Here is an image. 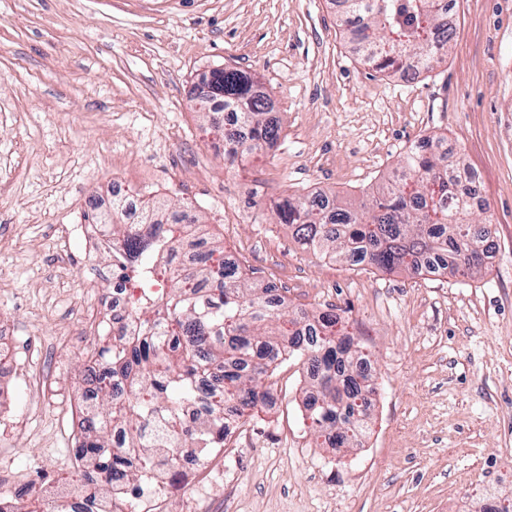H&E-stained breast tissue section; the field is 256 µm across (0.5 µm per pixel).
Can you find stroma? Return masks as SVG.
<instances>
[{
    "instance_id": "stroma-1",
    "label": "stroma",
    "mask_w": 512,
    "mask_h": 512,
    "mask_svg": "<svg viewBox=\"0 0 512 512\" xmlns=\"http://www.w3.org/2000/svg\"><path fill=\"white\" fill-rule=\"evenodd\" d=\"M338 0H0V320L48 375L0 404V484L69 471L68 397L99 345L70 316L111 278L90 279L89 200L120 176L144 198L188 205L290 305L332 311L370 358L367 446L316 443L302 365H282L273 406L228 440L201 491L232 486L225 512H480L512 500V0H453L446 62L415 80L361 63ZM258 76L280 138L243 166L195 89L212 70ZM443 136L481 185L495 254L480 272L380 271L303 249L275 203L314 191L368 198L423 138ZM70 261L47 271L55 253Z\"/></svg>"
}]
</instances>
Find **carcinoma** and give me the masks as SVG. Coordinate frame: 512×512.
<instances>
[{"label":"carcinoma","mask_w":512,"mask_h":512,"mask_svg":"<svg viewBox=\"0 0 512 512\" xmlns=\"http://www.w3.org/2000/svg\"><path fill=\"white\" fill-rule=\"evenodd\" d=\"M345 3L349 14L365 17L359 44L375 69L394 74L413 63L422 70L447 55L452 35L433 43L444 24L445 0ZM255 84L249 74L216 69L199 98L211 126L224 133L225 156L234 161L279 138L280 126L267 118L271 104ZM443 160L425 139L400 160L401 179L387 181L357 206L311 194L286 200L277 218L295 226L305 248L345 254L355 264L412 271L426 260L472 275L491 247L493 223L487 209L470 203L481 191L474 178L454 207L444 204L454 184ZM170 209L161 200L145 206L146 227L139 231L124 221L119 205L107 214L112 279L159 281L162 291L134 309L140 331L113 325L112 347L101 351L96 420L74 454L78 463L92 462L88 484L133 485L151 470L175 467L182 448L206 457L224 447L243 417L273 402L268 380L283 352L302 360L319 389V398L307 405L317 436L334 448L354 444L362 425L355 399L373 387L356 370L351 344L332 338L336 316H320L318 330L303 325L308 314L302 309L287 317L283 300L269 297L274 288L224 262L222 246L191 269L173 265L183 228ZM157 324L170 328L168 339L145 334ZM114 377L126 379L137 397H117ZM185 402L196 407L191 427L180 411ZM112 433L124 436L123 445L109 442Z\"/></svg>","instance_id":"carcinoma-1"}]
</instances>
